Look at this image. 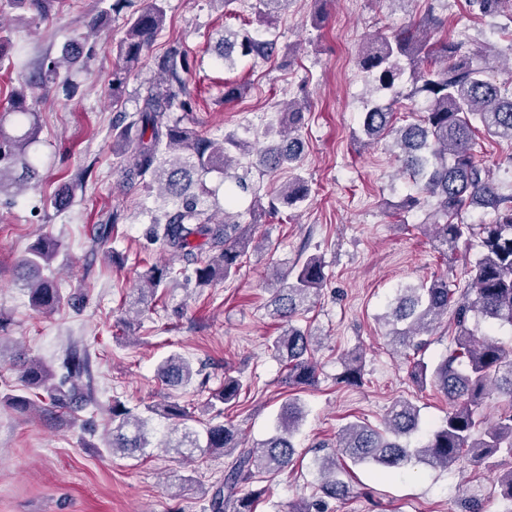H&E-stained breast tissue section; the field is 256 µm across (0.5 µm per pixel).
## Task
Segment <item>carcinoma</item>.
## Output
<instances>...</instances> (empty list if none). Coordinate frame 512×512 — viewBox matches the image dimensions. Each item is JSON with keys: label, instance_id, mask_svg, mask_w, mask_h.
Masks as SVG:
<instances>
[{"label": "carcinoma", "instance_id": "carcinoma-1", "mask_svg": "<svg viewBox=\"0 0 512 512\" xmlns=\"http://www.w3.org/2000/svg\"><path fill=\"white\" fill-rule=\"evenodd\" d=\"M291 2L259 0V17L269 20ZM473 2L485 15L512 20V0ZM22 5L45 19L55 0H0V18ZM165 20L164 0H148L128 16L125 37L114 49L117 62L109 82L112 101L118 103L125 96L130 76ZM431 26H439V21L428 16L383 32L361 48L359 66L375 74L378 89L392 90L394 97H399L401 92L395 86L407 74L412 83L407 97L423 100L417 118L399 127L391 104L373 103L362 113L361 131L369 144L393 137L400 172L416 187L405 207L420 208L434 200L425 225L443 255L455 253L462 240L474 235L472 225L463 223V212L481 207L494 215L490 223L479 225L478 256L466 263L468 282L463 292L451 287L446 275L407 285L388 299L382 317L390 343L403 351L411 364L413 382L440 391L448 398L450 409L439 426L427 428L419 407L399 400L389 409L381 431L361 423L346 425L338 435L337 452L314 456L315 493L293 512H328L329 501L347 498L351 486L343 476L349 473L350 464L369 465L381 476H396L416 463L446 468L466 462L487 464L498 455L512 459V353L494 335L478 336L469 326L471 319L479 317L491 328L512 326V193L499 191L489 169L475 154L478 133L512 142V77L490 78L483 51L464 53L460 42L434 41L428 31ZM274 49L270 40L226 28L218 41L217 57L230 68L237 51L265 60ZM76 59L75 53L68 52L50 61L39 72L41 82L56 81ZM156 70L158 76L148 82L145 94L137 95L134 112L119 116L113 125L112 152L122 159L126 181L155 187L173 204V209L151 224L150 235L178 256L184 267L192 268L196 287L205 288L236 276L240 258L253 241L251 225L258 223L262 214L303 203L308 188L298 176L289 179L268 205L259 203L257 210L250 212V224L242 225L229 212L237 203L235 192L225 194L222 211L204 206V177L226 173L240 154L251 157V164L262 172L299 168L304 112L298 103H288L285 119L279 127L266 130L268 143L259 149L234 134L221 139L203 137L186 126L184 116L175 115L192 111L185 78L187 54L180 42L169 44L156 62ZM10 101V110L0 113V197L14 198L28 189L36 176L37 160L29 148L39 132L40 113L22 88L11 92ZM58 251L57 242L43 238L14 268L15 282L27 290L30 304L38 310L52 311L61 302L57 282L41 276L42 266L50 264ZM324 268L323 260L311 255L272 274L275 288L270 315L282 328L268 349L288 365L287 382L293 388L311 386L316 380L313 354L317 340L298 325V319L325 286ZM170 278L171 268L166 265L147 267L140 274L137 297L129 304V312L136 318L143 314ZM448 313L454 336L430 368L419 353L430 344L435 324ZM61 365L60 373L40 360L18 358L23 388L9 395L7 402L21 414L40 409L41 391L53 408L65 409L76 401L93 403L87 357L70 349ZM196 374L192 363L176 352L156 369L157 379L172 387L189 384ZM361 375V361L354 356L341 379L356 384ZM243 388L240 379L224 377V384L209 392L205 410L223 414L221 406L235 402ZM493 390L507 395L511 404L487 425L478 417L477 408ZM145 410L182 426L180 436L166 444L182 457L191 459L197 452L235 455L210 498V512H254L255 493L243 491V486L293 462L294 434L304 418L299 399L290 397L281 407L273 433L250 444L228 422L197 431L187 425L191 412L178 401ZM150 436L148 417L118 401L112 404V437L108 441L112 454L143 455L151 447Z\"/></svg>", "mask_w": 512, "mask_h": 512}]
</instances>
